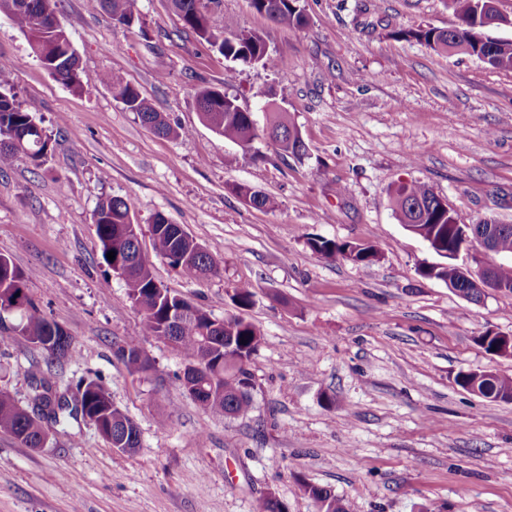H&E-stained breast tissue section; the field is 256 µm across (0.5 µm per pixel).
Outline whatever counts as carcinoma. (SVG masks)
Listing matches in <instances>:
<instances>
[{
	"mask_svg": "<svg viewBox=\"0 0 512 512\" xmlns=\"http://www.w3.org/2000/svg\"><path fill=\"white\" fill-rule=\"evenodd\" d=\"M174 10L183 20L185 28L196 33L202 40L224 56L225 59L243 64H267L270 60L268 47L263 38L250 31L227 33L218 26L211 9L204 11L194 7L197 0H171ZM457 13L460 25L443 30L434 27L399 29L393 31L398 39L415 40L436 52L476 57L496 69H512V39L474 37L486 29L484 19L488 17L485 6L479 0H450ZM52 0H30L24 11L15 12L9 18L28 37L50 47L42 58L44 67L60 83L79 88L78 58L65 29L53 30L44 25L41 16L51 7ZM98 5L123 24H131L140 18L138 0H98ZM251 7L266 15L275 23L301 29L306 18L299 0H250ZM105 83L109 77L102 78ZM112 83V82H110ZM112 94L128 110L137 113L143 125L158 135L178 134L168 117L156 111L147 103L141 93L130 84L112 83ZM202 120L225 139L244 147L257 137L253 113L243 109L238 99L222 92L203 88L197 95ZM271 137L280 142L298 134L296 127L288 120L286 113L274 112L269 123ZM23 135L25 149L20 150L5 141L14 135ZM50 138L43 134L33 112L24 108L11 93L9 71L0 67V171L12 166L20 159H26L39 166L48 156ZM390 204L400 223L413 225L416 235L425 239L444 238L448 248L457 245L458 231L450 224L448 211L439 207L435 193L418 182H401L390 192ZM128 202L119 196H112L99 202L92 221L101 251V258L108 269L121 267L126 270L125 285L130 298L136 300L142 318L138 334L124 339L131 349L140 344L139 336H154L158 339L167 335L168 313L166 298L170 289L158 283L145 259L140 257V241L130 231ZM153 248L170 266L190 280L211 277L219 272L215 257L191 237L177 232L174 224L157 215L148 226ZM309 248L326 258L350 251L355 254L353 261L369 266L378 259L377 251L371 246L336 242L326 238H312ZM115 252V259L107 258ZM418 273L429 279L455 283L459 271L455 264L444 261L423 265ZM14 291L21 297L19 324L21 330L0 324V343L8 342L20 333L42 343L41 349L51 361L66 357L70 339L61 336L59 325L38 310L26 291L25 278L13 264H0V289ZM263 336L250 322L236 316L224 318V327H216L210 315L202 309L184 319L179 329V348L188 363L201 368V376L191 398L206 412L226 417L246 414L252 406V382L247 370L251 356L262 343ZM480 345L495 355L506 345L505 340L493 332L478 337ZM87 383L82 405H77L65 396L52 391L41 383L42 392L35 396L46 411L33 419L21 410L11 396L0 390V431L7 432L29 445L41 432L42 422L54 426H65L70 421L84 419L91 414L100 416L113 434L123 439L138 434L134 422L112 402L109 392L97 381ZM456 384L469 392H479L480 397L496 402H512V376L494 372L461 371ZM307 493L324 512H348L341 500L330 501V490L305 484Z\"/></svg>",
	"mask_w": 512,
	"mask_h": 512,
	"instance_id": "1",
	"label": "carcinoma"
}]
</instances>
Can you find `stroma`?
Listing matches in <instances>:
<instances>
[{"mask_svg":"<svg viewBox=\"0 0 512 512\" xmlns=\"http://www.w3.org/2000/svg\"><path fill=\"white\" fill-rule=\"evenodd\" d=\"M300 6L302 30L249 0L213 5L229 30L264 38L268 67L225 60L170 0H140L130 25L95 0H55L80 58L78 90L54 79L0 14V66L52 147L41 166L23 159L0 172V254L72 338L52 365L25 336L0 345V390L28 409L38 380L60 392L97 380L141 438L124 453L85 422L55 429L42 449L0 432V512H256L270 490L286 512H317L307 483L348 512H512V403L455 382L462 370L512 375V356L478 342L488 330L512 336V293L471 303L422 277L418 266L438 257L389 203L395 184L417 181L459 223L512 224V70L393 38L457 27L449 0ZM115 81L180 135L146 128L114 98ZM202 88L237 97L261 127L267 113H287L306 156L262 137L248 148L224 139L201 119ZM239 184L275 208L247 206L232 191ZM112 196L141 226L159 214L181 225L219 261L220 275L190 281L140 237L158 282L213 319L236 315L260 330L246 415L202 411L169 343L141 337L146 374L116 357L141 314L103 263L92 223ZM314 237L373 245L378 260L321 257L307 244ZM240 285L253 294L244 309L230 299Z\"/></svg>","mask_w":512,"mask_h":512,"instance_id":"1","label":"stroma"}]
</instances>
